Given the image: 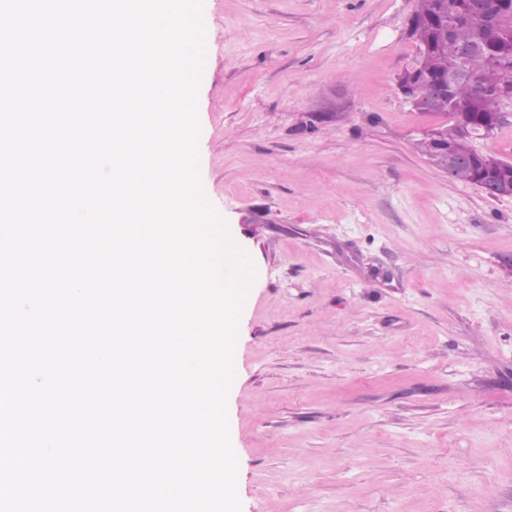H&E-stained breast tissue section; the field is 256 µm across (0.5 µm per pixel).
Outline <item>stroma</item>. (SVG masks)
Listing matches in <instances>:
<instances>
[{"instance_id":"stroma-1","label":"stroma","mask_w":512,"mask_h":512,"mask_svg":"<svg viewBox=\"0 0 512 512\" xmlns=\"http://www.w3.org/2000/svg\"><path fill=\"white\" fill-rule=\"evenodd\" d=\"M416 0H204L200 173L256 270L242 512H512V198L418 144Z\"/></svg>"}]
</instances>
